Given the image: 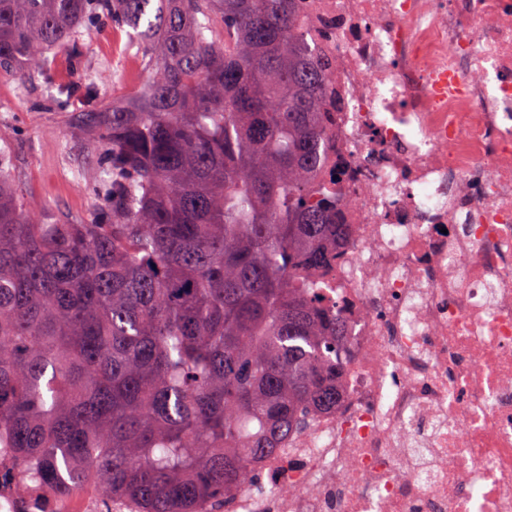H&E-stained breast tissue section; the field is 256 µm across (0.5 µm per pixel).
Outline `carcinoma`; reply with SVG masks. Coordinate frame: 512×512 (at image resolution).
<instances>
[{
    "label": "carcinoma",
    "mask_w": 512,
    "mask_h": 512,
    "mask_svg": "<svg viewBox=\"0 0 512 512\" xmlns=\"http://www.w3.org/2000/svg\"><path fill=\"white\" fill-rule=\"evenodd\" d=\"M302 0H0V71L81 100L94 210L49 222L0 158V448L55 497L211 512L313 413L348 352L312 276L340 238L323 173L328 63ZM133 31L129 102L58 85L80 29Z\"/></svg>",
    "instance_id": "carcinoma-1"
}]
</instances>
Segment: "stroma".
<instances>
[{"label": "stroma", "instance_id": "1", "mask_svg": "<svg viewBox=\"0 0 512 512\" xmlns=\"http://www.w3.org/2000/svg\"><path fill=\"white\" fill-rule=\"evenodd\" d=\"M83 56L56 58L66 80L92 79L103 100L137 96L148 76L130 57L126 29L105 21L81 32ZM93 136L72 112L57 111L43 79L17 80L0 72V151L8 157L27 204L50 220H85L95 205L90 191L98 176Z\"/></svg>", "mask_w": 512, "mask_h": 512}]
</instances>
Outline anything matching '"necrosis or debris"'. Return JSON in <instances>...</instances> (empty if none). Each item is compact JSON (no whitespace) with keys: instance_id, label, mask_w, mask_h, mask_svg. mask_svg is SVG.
<instances>
[{"instance_id":"4bbe7bcc","label":"necrosis or debris","mask_w":512,"mask_h":512,"mask_svg":"<svg viewBox=\"0 0 512 512\" xmlns=\"http://www.w3.org/2000/svg\"><path fill=\"white\" fill-rule=\"evenodd\" d=\"M348 353L231 512H512V0H307ZM0 479V512H107Z\"/></svg>"}]
</instances>
